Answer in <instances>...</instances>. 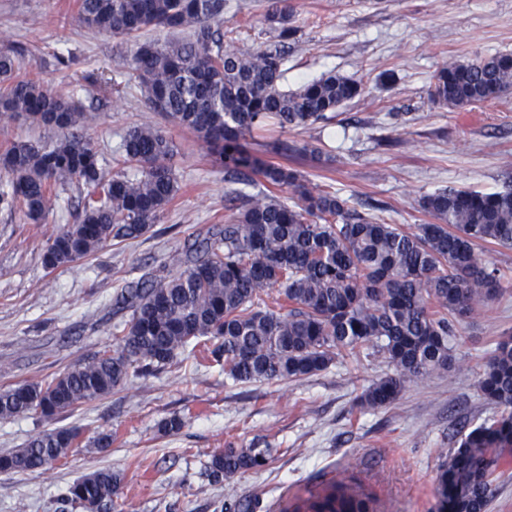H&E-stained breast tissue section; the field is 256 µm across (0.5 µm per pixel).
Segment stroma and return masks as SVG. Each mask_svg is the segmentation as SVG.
Returning <instances> with one entry per match:
<instances>
[{"mask_svg":"<svg viewBox=\"0 0 512 512\" xmlns=\"http://www.w3.org/2000/svg\"><path fill=\"white\" fill-rule=\"evenodd\" d=\"M273 0H226L217 27L242 51L272 43L265 20ZM297 42L281 83L295 88L336 72L361 80L363 92L328 124L289 132L288 140L319 147L317 165L293 153L282 164L352 197L374 221L415 231L433 218L419 205L448 186L497 192L512 186V92L462 109L429 97L433 72L456 60L512 54V0H288ZM74 0H0V52L24 50L23 72L81 100L95 117L86 133L103 167L118 171L116 147L129 126L150 117L127 60L136 40L166 42L173 32L148 27L138 39L77 27ZM391 81H381L383 72ZM177 152L180 191L148 233L111 240L85 261L47 271L42 251L80 211L78 191H62L37 223L0 210V387L37 382L114 347L112 300L121 288L170 259L185 238L227 221L257 193L261 180L225 179L192 134L164 125ZM512 334V285L474 318L458 325L447 372L407 384L398 399L363 409L356 399L392 371L361 355L310 377L232 383L222 371L180 355L178 366L149 380L128 379L111 395L51 419L0 420V454L37 433L78 427L85 437L109 432L107 453L86 446L46 470L0 473V512H70L69 486L101 468L121 473L114 512H225L254 500L255 512H279L347 471L359 474L382 512H436V476L462 424L493 419L498 408L477 381L500 336ZM181 415L184 427L160 423ZM274 448L259 471L209 483L204 465L227 445Z\"/></svg>","mask_w":512,"mask_h":512,"instance_id":"1","label":"stroma"}]
</instances>
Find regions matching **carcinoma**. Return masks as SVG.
Instances as JSON below:
<instances>
[{
  "mask_svg": "<svg viewBox=\"0 0 512 512\" xmlns=\"http://www.w3.org/2000/svg\"><path fill=\"white\" fill-rule=\"evenodd\" d=\"M224 0H77L72 22L132 37L148 26L186 37L135 43L129 68L146 104L189 130L225 175L262 179L265 189L226 224L188 238L168 276L145 274L121 290L115 306L129 312L115 325L117 348L40 382L0 389V419L51 418L100 400L131 376L146 379L177 363L187 347L236 382L300 379L333 362L372 350L394 368L357 397L361 408L394 402L406 384L448 370L459 323L502 293L506 274L480 247L512 248V187L494 193L448 187L424 196L435 222L407 232L361 214L341 197L274 158L299 151L326 163L318 147L286 139L252 147L274 122L282 132L329 122L359 96V81L323 75L284 88L283 49L296 39L287 0L266 14L276 41L240 51L214 29ZM21 54L0 53V119L56 128L45 143L18 141L0 153L10 190L0 209L39 222L59 191L76 185L81 214L49 239L46 269L85 260L114 238L136 239L159 223L178 192L174 145L146 119L129 128L117 152L123 169L108 174L83 131L90 110L73 97L20 74ZM512 89V54L450 62L433 75L430 99L464 108ZM287 194L282 199L273 191ZM478 389L502 408L492 421L460 432L438 468V512H487L494 474L512 457V335L490 353ZM81 447L80 429L50 428L0 454V473L51 467ZM269 447L229 446L205 467L213 483L268 466ZM120 475L98 469L74 482L72 512H112ZM376 498L353 474L323 494L282 512H375Z\"/></svg>",
  "mask_w": 512,
  "mask_h": 512,
  "instance_id": "cac0c4a2",
  "label": "carcinoma"
}]
</instances>
